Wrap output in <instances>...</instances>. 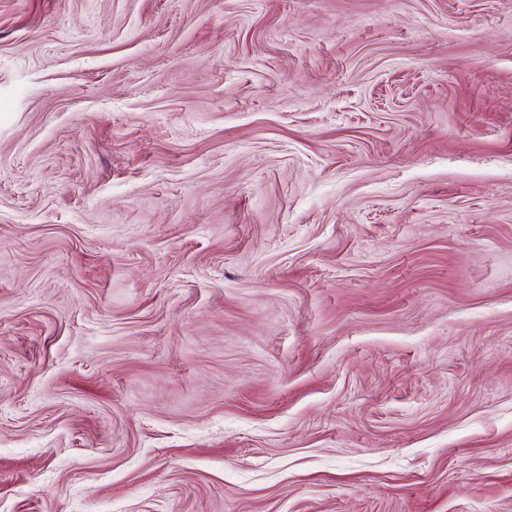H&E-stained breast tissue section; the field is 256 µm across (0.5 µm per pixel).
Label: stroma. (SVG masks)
Returning a JSON list of instances; mask_svg holds the SVG:
<instances>
[{
    "mask_svg": "<svg viewBox=\"0 0 512 512\" xmlns=\"http://www.w3.org/2000/svg\"><path fill=\"white\" fill-rule=\"evenodd\" d=\"M0 512H512V0H0Z\"/></svg>",
    "mask_w": 512,
    "mask_h": 512,
    "instance_id": "1",
    "label": "stroma"
}]
</instances>
